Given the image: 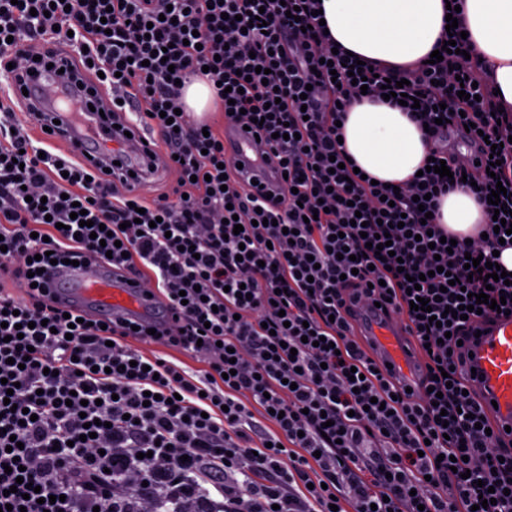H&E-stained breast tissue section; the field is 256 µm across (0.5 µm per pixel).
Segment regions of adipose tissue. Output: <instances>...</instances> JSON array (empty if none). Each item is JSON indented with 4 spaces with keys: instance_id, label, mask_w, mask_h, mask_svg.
Returning a JSON list of instances; mask_svg holds the SVG:
<instances>
[{
    "instance_id": "adipose-tissue-1",
    "label": "adipose tissue",
    "mask_w": 512,
    "mask_h": 512,
    "mask_svg": "<svg viewBox=\"0 0 512 512\" xmlns=\"http://www.w3.org/2000/svg\"><path fill=\"white\" fill-rule=\"evenodd\" d=\"M332 38L357 57L406 65L432 50L447 14L445 0H321ZM462 22L499 97L512 105V0H463ZM355 162L377 179L401 185L422 165L427 146L418 126L400 109L353 105L344 127ZM448 230L467 235L483 223L471 193L454 191L440 206Z\"/></svg>"
}]
</instances>
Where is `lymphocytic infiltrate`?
Segmentation results:
<instances>
[{
  "label": "lymphocytic infiltrate",
  "mask_w": 512,
  "mask_h": 512,
  "mask_svg": "<svg viewBox=\"0 0 512 512\" xmlns=\"http://www.w3.org/2000/svg\"><path fill=\"white\" fill-rule=\"evenodd\" d=\"M294 7L298 18L287 17ZM319 7L0 0V78L20 83L62 60L109 103L119 131H156L168 177L148 200L98 162L41 153L15 97L0 94V512H165L164 482L187 480L224 512H512V431L463 376L464 342L497 311L439 327L410 308L421 297L439 317L485 292L512 311V284L487 283L466 264L501 247L487 202L496 185L512 224V106L465 59L471 45L456 28L437 40L456 43L443 61L377 63L366 86L354 85ZM261 9L266 27L241 25ZM200 77L226 124L258 134L262 161L280 175L272 195L254 194L223 132L186 110V86ZM463 77L474 98H459ZM400 80L419 99L407 115L427 125L429 155L451 175L427 172L394 190L355 174L338 138L353 104L388 90L397 106ZM452 134L470 144L467 163L449 151ZM467 180L486 221L450 249L437 212ZM77 208L87 225L73 219ZM95 224L106 239L92 237ZM385 233L392 253L379 257L366 238ZM68 259L109 263L157 298V313L70 324L42 275ZM416 271L426 279L414 290ZM373 307L405 322L416 388L363 347L356 312ZM310 332L319 344L306 342ZM135 339L203 368L190 375L144 356ZM88 421L95 437L84 435ZM487 493L495 503L480 507Z\"/></svg>",
  "instance_id": "1"
}]
</instances>
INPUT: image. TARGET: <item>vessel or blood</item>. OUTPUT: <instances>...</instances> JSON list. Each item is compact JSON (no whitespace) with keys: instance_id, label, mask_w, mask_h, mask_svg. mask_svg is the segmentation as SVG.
<instances>
[{"instance_id":"obj_1","label":"vessel or blood","mask_w":512,"mask_h":512,"mask_svg":"<svg viewBox=\"0 0 512 512\" xmlns=\"http://www.w3.org/2000/svg\"><path fill=\"white\" fill-rule=\"evenodd\" d=\"M25 87L28 94L24 102L29 111L36 113L39 126L50 127L55 135L64 134L81 156L109 165L118 164L121 173L134 174L136 183L149 179L154 161L147 152L148 137L138 133L116 146L114 151H102V143L112 136L110 120L102 118L95 110L87 112L85 118L77 123L62 107L64 97L79 91L71 73L44 68L28 78ZM224 142L235 161L241 163L246 179L258 181L267 190L275 186V171L256 159L255 138L251 132L239 126H225ZM46 284L62 306L75 307L111 320L140 317L155 308L153 299L147 298L140 286L117 280L111 267L104 264L52 269ZM363 326L376 348L396 364L405 382L415 383L418 366L402 344L405 325L373 312L364 320ZM470 350L469 365L474 369L469 377L470 383L483 392L485 400L496 401L500 423L512 426V319L482 327L480 337L474 340Z\"/></svg>"}]
</instances>
